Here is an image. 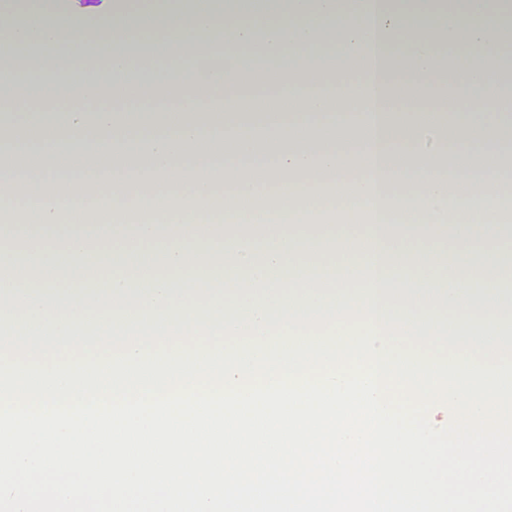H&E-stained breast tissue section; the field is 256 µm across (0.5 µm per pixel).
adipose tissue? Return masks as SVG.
<instances>
[{
  "instance_id": "adipose-tissue-1",
  "label": "adipose tissue",
  "mask_w": 512,
  "mask_h": 512,
  "mask_svg": "<svg viewBox=\"0 0 512 512\" xmlns=\"http://www.w3.org/2000/svg\"><path fill=\"white\" fill-rule=\"evenodd\" d=\"M149 5L147 23L140 0L0 10V49L28 56L0 71V178L36 161L27 206L0 225L1 314L22 330L150 328L366 304L409 324L512 325V259L473 232L498 223L512 170V71L496 63L512 0ZM399 69L410 79L392 84ZM188 73L200 79L175 104L149 101L154 78ZM19 86L38 107L6 104ZM437 108L449 153L417 145ZM63 158L93 178L97 226L62 224L77 208ZM457 170L474 200L449 197ZM263 193L270 205L239 207ZM395 278L409 285L394 295Z\"/></svg>"
}]
</instances>
